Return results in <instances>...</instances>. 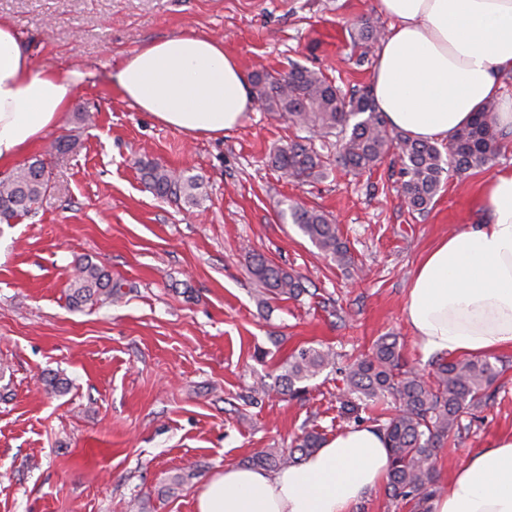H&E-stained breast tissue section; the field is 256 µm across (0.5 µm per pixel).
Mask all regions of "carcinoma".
Returning a JSON list of instances; mask_svg holds the SVG:
<instances>
[{
  "instance_id": "1",
  "label": "carcinoma",
  "mask_w": 512,
  "mask_h": 512,
  "mask_svg": "<svg viewBox=\"0 0 512 512\" xmlns=\"http://www.w3.org/2000/svg\"><path fill=\"white\" fill-rule=\"evenodd\" d=\"M254 88L269 112L306 130L310 136L338 138V159L356 175L373 170L390 150L401 153L400 188L409 207L425 212L438 194L443 174L452 169L465 174L489 166L500 152L499 133L491 119L496 104L487 103L476 118L459 130L446 152L429 142L415 140L389 128L372 98L362 94L346 97L323 72L293 64L286 72L262 71L252 76ZM355 123H350L351 119ZM271 163L285 176L306 182L324 176L321 155L298 141L274 151ZM142 178L156 197L175 203L199 202L201 183L196 176L176 173L156 163L143 164ZM51 189V179L42 160L29 162L0 178V223L9 224L32 212ZM291 219L302 234L325 256L338 264L349 261L347 244L335 222L325 212L304 206L290 208ZM251 274L265 290L286 298L302 291L298 277L260 254L249 256ZM112 274L90 259H80L69 284V305L81 307L108 300L120 292ZM331 363L330 353L315 347L295 351L284 366L281 394L301 395L299 383L317 376ZM497 376L488 359L464 358L435 361L427 376L402 361L397 339L384 336L372 352L348 364L340 388L341 409L350 415L361 406L391 396L398 403L379 425L390 452L391 468L384 487L386 497L413 512H426L427 502L441 492L434 457L455 433L461 415L478 406ZM322 445L314 430L297 437L291 449L261 448L251 465L279 469L296 464Z\"/></svg>"
}]
</instances>
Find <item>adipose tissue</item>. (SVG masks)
Instances as JSON below:
<instances>
[{
  "label": "adipose tissue",
  "instance_id": "adipose-tissue-1",
  "mask_svg": "<svg viewBox=\"0 0 512 512\" xmlns=\"http://www.w3.org/2000/svg\"><path fill=\"white\" fill-rule=\"evenodd\" d=\"M392 24L381 41L371 93L389 125L448 142L490 102L512 127V0H378ZM88 74L34 70L15 28L0 20V167L57 127ZM130 105L192 137L241 126L256 101L223 40L182 34L142 45L116 68ZM477 197L489 219L439 239L423 256L404 315L423 355L488 356L512 347V169L487 177ZM376 427L336 434L298 464L274 471L225 466L208 477L196 512H352L387 477ZM428 512H512V435L471 454Z\"/></svg>",
  "mask_w": 512,
  "mask_h": 512
}]
</instances>
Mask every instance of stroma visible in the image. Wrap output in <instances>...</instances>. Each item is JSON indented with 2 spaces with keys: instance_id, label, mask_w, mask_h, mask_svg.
<instances>
[{
  "instance_id": "stroma-1",
  "label": "stroma",
  "mask_w": 512,
  "mask_h": 512,
  "mask_svg": "<svg viewBox=\"0 0 512 512\" xmlns=\"http://www.w3.org/2000/svg\"><path fill=\"white\" fill-rule=\"evenodd\" d=\"M0 18L26 41L34 69L89 74L29 153L52 192L35 216L0 224V512H195L205 479L255 449L349 428L341 369L379 337H398L408 365L431 372L403 315L410 280L437 240L485 219L477 189L512 167L511 131L492 166L448 173L420 214L404 201L397 153L356 176L333 140L316 138L327 170L299 183L269 162L299 131L263 107L224 136L192 138L137 111L112 80L145 42L197 32L223 39L246 74L296 62L365 94L376 57L352 33L365 21L389 29L378 0H0ZM146 161L198 176L200 203L153 196ZM296 203L335 220L349 265L302 235L286 215ZM254 253L300 276L303 294L263 293L249 272ZM85 256L122 288L75 309L69 278ZM302 345L331 351L332 364L301 397L274 393ZM490 360L499 375L439 450L440 483L512 434V349ZM49 375L63 388L49 390ZM259 385L271 393L256 402ZM177 474L187 480L174 489Z\"/></svg>"
}]
</instances>
